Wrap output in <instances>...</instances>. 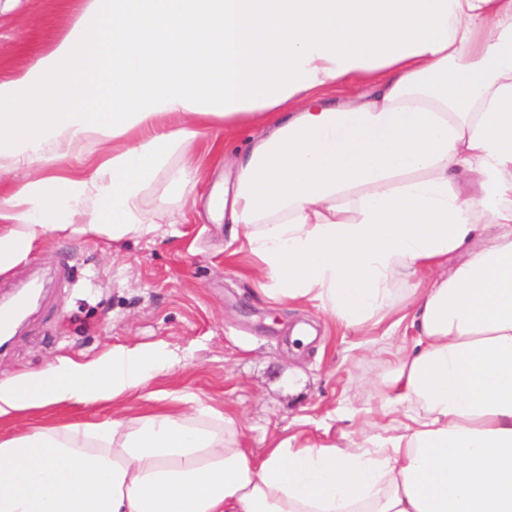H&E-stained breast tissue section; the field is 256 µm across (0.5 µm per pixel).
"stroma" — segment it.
<instances>
[{"label": "stroma", "instance_id": "obj_1", "mask_svg": "<svg viewBox=\"0 0 512 512\" xmlns=\"http://www.w3.org/2000/svg\"><path fill=\"white\" fill-rule=\"evenodd\" d=\"M67 19L49 0H0V66L24 67ZM190 153L200 181L182 223H168L160 179L145 197L156 233L115 245L54 238L0 274V298L35 275L45 283L38 307L0 349V377L65 357L92 360L117 344L164 343L183 358L154 390L194 393L240 413L244 447L269 448L294 435L323 442L355 429L351 408H380L378 383L390 350L410 341L409 322L357 334L312 307L262 295L253 258L211 208L230 164L200 142ZM299 323L316 331L300 347L291 340ZM112 413L109 404L74 403L23 414L18 423L81 424Z\"/></svg>", "mask_w": 512, "mask_h": 512}]
</instances>
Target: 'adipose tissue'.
I'll return each instance as SVG.
<instances>
[{
  "mask_svg": "<svg viewBox=\"0 0 512 512\" xmlns=\"http://www.w3.org/2000/svg\"><path fill=\"white\" fill-rule=\"evenodd\" d=\"M233 159L224 216L262 294L365 331L411 319L382 414L256 454L179 407L0 436V512H512V0H78L0 72V274L55 237L157 229L195 141ZM180 360L117 345L0 377V421L118 402Z\"/></svg>",
  "mask_w": 512,
  "mask_h": 512,
  "instance_id": "adipose-tissue-1",
  "label": "adipose tissue"
}]
</instances>
